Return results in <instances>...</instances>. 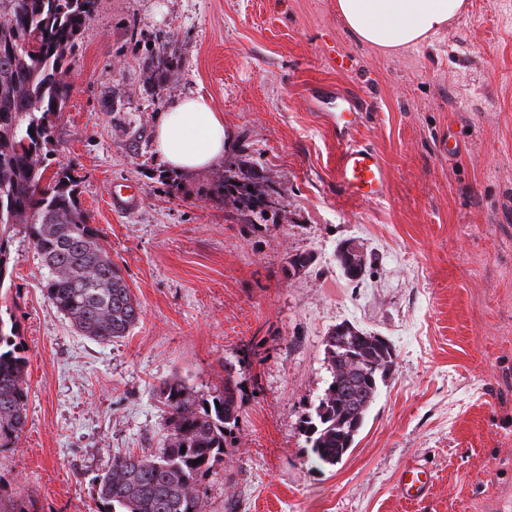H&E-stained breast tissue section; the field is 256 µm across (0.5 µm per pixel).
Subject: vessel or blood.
Returning <instances> with one entry per match:
<instances>
[{
    "instance_id": "obj_1",
    "label": "vessel or blood",
    "mask_w": 512,
    "mask_h": 512,
    "mask_svg": "<svg viewBox=\"0 0 512 512\" xmlns=\"http://www.w3.org/2000/svg\"><path fill=\"white\" fill-rule=\"evenodd\" d=\"M336 100L343 106L342 112L333 117L341 146L336 159V180L347 196L368 201L380 199L387 187L386 167L379 153L356 137L366 120L368 106L342 91L337 92ZM431 485L430 470L416 461L406 463L397 476L398 491L409 501L424 498Z\"/></svg>"
}]
</instances>
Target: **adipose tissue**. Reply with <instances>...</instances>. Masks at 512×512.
<instances>
[{
	"label": "adipose tissue",
	"mask_w": 512,
	"mask_h": 512,
	"mask_svg": "<svg viewBox=\"0 0 512 512\" xmlns=\"http://www.w3.org/2000/svg\"><path fill=\"white\" fill-rule=\"evenodd\" d=\"M467 0H336V10L361 42L382 50L407 48L438 33L464 11ZM224 117L210 99L175 100L155 132L156 155L167 168L193 172L224 157Z\"/></svg>",
	"instance_id": "obj_1"
}]
</instances>
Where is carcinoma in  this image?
<instances>
[{
    "label": "carcinoma",
    "mask_w": 512,
    "mask_h": 512,
    "mask_svg": "<svg viewBox=\"0 0 512 512\" xmlns=\"http://www.w3.org/2000/svg\"><path fill=\"white\" fill-rule=\"evenodd\" d=\"M98 0H0V288L11 276L9 244L22 232L47 274L44 296L86 336L113 341L140 320V307L119 268L89 224L77 195L78 176L55 152V119L73 92L75 49ZM342 272H365L368 254L345 241L336 251ZM14 317L0 316V447L18 444L28 418V357ZM332 380L303 420L315 461L338 464L353 447L393 351L386 340L349 322L326 336ZM232 368L224 385L200 395L184 382L159 388L170 433L156 453H122L100 481L104 512H202L199 486L224 455V435L239 416Z\"/></svg>",
    "instance_id": "cac0c4a2"
}]
</instances>
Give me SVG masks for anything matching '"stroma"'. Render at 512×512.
Here are the masks:
<instances>
[{
	"label": "stroma",
	"instance_id": "obj_1",
	"mask_svg": "<svg viewBox=\"0 0 512 512\" xmlns=\"http://www.w3.org/2000/svg\"><path fill=\"white\" fill-rule=\"evenodd\" d=\"M157 49L176 62L161 77ZM75 59L55 156L80 175L141 319L109 343L79 334L13 237L4 287L29 401L18 445L0 448V501L100 512L115 456L165 444L157 387L208 395L230 365L243 404L202 512H512V0H468L447 30L392 53L358 41L336 0H99ZM324 88L373 104L359 136L387 169L382 199L337 186L336 106L313 100ZM197 93L223 114L228 148L172 191L154 130ZM226 179L271 206L219 204ZM114 185L139 204L109 207ZM352 238L372 258L358 282L334 260ZM299 253L313 262L293 276ZM344 321L385 338L394 364L352 451L319 468L301 420ZM413 459L434 475L420 502L396 487Z\"/></svg>",
	"mask_w": 512,
	"mask_h": 512
}]
</instances>
